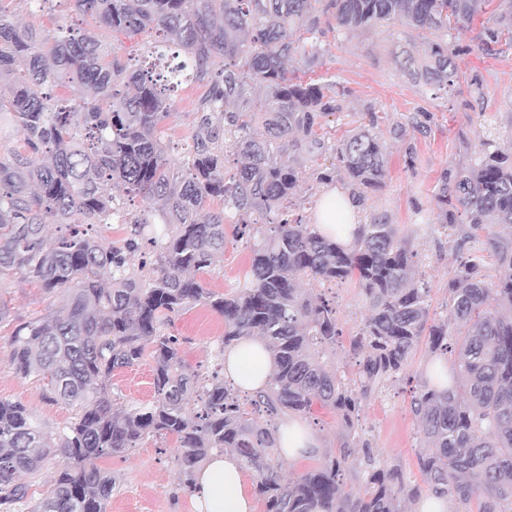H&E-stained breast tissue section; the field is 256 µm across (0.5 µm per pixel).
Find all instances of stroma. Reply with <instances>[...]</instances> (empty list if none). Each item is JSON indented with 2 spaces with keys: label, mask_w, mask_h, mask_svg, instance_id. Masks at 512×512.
<instances>
[{
  "label": "stroma",
  "mask_w": 512,
  "mask_h": 512,
  "mask_svg": "<svg viewBox=\"0 0 512 512\" xmlns=\"http://www.w3.org/2000/svg\"><path fill=\"white\" fill-rule=\"evenodd\" d=\"M9 7L24 26L50 29L71 25L97 30L91 17L75 12L71 0H56L50 9L40 6L38 0H10ZM478 32L475 25L460 32V43L471 46L472 51L462 57V75L445 93L413 83L396 66V47L413 39L414 34L394 24L340 37L327 33L318 68L319 74L334 76L346 90L342 111L327 117L324 124L329 142H336L346 130L370 121L387 143L385 185L381 191L366 195L362 212L367 217L386 214L417 251L418 271L430 290V315L435 319L446 313L448 279L459 263L461 231L456 228L441 233L437 225L416 221L414 212L419 208L428 213L436 211L442 171L476 157L480 139L492 136L499 147H512V137L505 130L512 120V49L493 57L484 56L475 48ZM475 78L482 83V93L474 91L471 81ZM208 92V81L193 78L180 79L172 87L173 111L163 128L170 159L182 160L197 107ZM419 112L427 115L424 129L411 128L404 139H394L392 124ZM250 260L249 245L227 239L223 260L203 278L205 287L218 293L234 290L243 282ZM321 291L335 302L341 331L332 358L340 372H352L355 360L349 344L368 315L365 301L350 282H328ZM0 301L17 318L25 320L61 308L58 300L17 277L0 280ZM11 331V326L0 325V399L23 402L43 431L54 435L72 421L74 412L63 404L45 400L44 383L39 378L24 379L15 373L9 362ZM164 331L178 338L189 365L208 373L220 369L216 351L224 320L210 308L195 306L174 317ZM152 367V361L147 360L114 373L112 384L124 403L151 400ZM412 390V384L402 382L369 401L357 430L383 463L401 467L417 483L421 480L417 457L425 443L410 410ZM175 453L174 438H149L122 455L99 459L98 467L111 473L113 481L107 512H190L189 493L180 486Z\"/></svg>",
  "instance_id": "35a3bbf8"
}]
</instances>
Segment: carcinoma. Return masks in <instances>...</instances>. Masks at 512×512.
Returning a JSON list of instances; mask_svg holds the SVG:
<instances>
[{"mask_svg":"<svg viewBox=\"0 0 512 512\" xmlns=\"http://www.w3.org/2000/svg\"><path fill=\"white\" fill-rule=\"evenodd\" d=\"M112 31L135 38L156 31L153 46L184 60L169 74L212 79L183 160L168 158L163 123L172 102L161 77L122 58L97 35L58 26L21 28L0 9V139L20 146L0 155V279L17 276L64 302L63 311L14 324L10 362L20 377L47 380L45 398L76 409L74 420L44 435L18 401L0 400V512H107L112 476L95 460L122 454L146 437L174 436L179 479L213 452L231 453L255 477L265 512H406L424 491L476 512H512V151L480 143L478 157L443 170L428 224H466L465 239L493 247L498 274H482L481 248L448 279V307L430 319L429 292L416 253L397 225L372 217L350 245L333 241L297 212L300 157L330 153L323 183L343 174L353 195L385 185L388 152L374 125L355 127L330 145L324 119L342 110L346 90L312 78L322 57L321 17L346 34L383 23L417 32L396 65L411 80L446 89L460 78L469 47L453 33L481 22L478 48L493 56L512 45V0H74ZM58 88L55 95L48 90ZM233 105L234 111L226 110ZM220 115L223 124L214 122ZM235 169H226L228 155ZM159 202L162 231L130 218L114 187ZM224 208L200 221L206 204ZM251 244L250 269L231 293L198 275L224 256V224ZM128 225L107 245L95 225ZM59 233L48 236L50 225ZM353 281L369 315L350 342L357 370L344 381L329 351L340 337L336 304L302 281ZM203 303L224 318V347L262 336L271 355L266 389L246 402L216 374L184 360L178 339L162 332ZM451 358L432 369L411 398L428 444L418 456L424 486L381 464L357 433L366 403L398 380H411L420 344ZM153 363V400L120 406L115 371ZM333 413L347 429L334 455L298 478L279 469L276 419ZM50 490L31 502L20 474L53 458ZM358 481L344 492L340 477Z\"/></svg>","mask_w":512,"mask_h":512,"instance_id":"carcinoma-1","label":"carcinoma"}]
</instances>
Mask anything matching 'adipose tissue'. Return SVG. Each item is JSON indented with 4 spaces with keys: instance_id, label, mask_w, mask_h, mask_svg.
<instances>
[{
    "instance_id": "adipose-tissue-1",
    "label": "adipose tissue",
    "mask_w": 512,
    "mask_h": 512,
    "mask_svg": "<svg viewBox=\"0 0 512 512\" xmlns=\"http://www.w3.org/2000/svg\"><path fill=\"white\" fill-rule=\"evenodd\" d=\"M358 200L328 186L320 194L313 221L323 234L352 243L360 229ZM270 374V353L265 340L250 336L224 350V382L239 394L250 396L265 389ZM280 455L303 458L323 448L324 441L306 419L289 417L279 424ZM190 504L193 512H254L252 497L244 489V472L238 458L212 454L196 471Z\"/></svg>"
}]
</instances>
